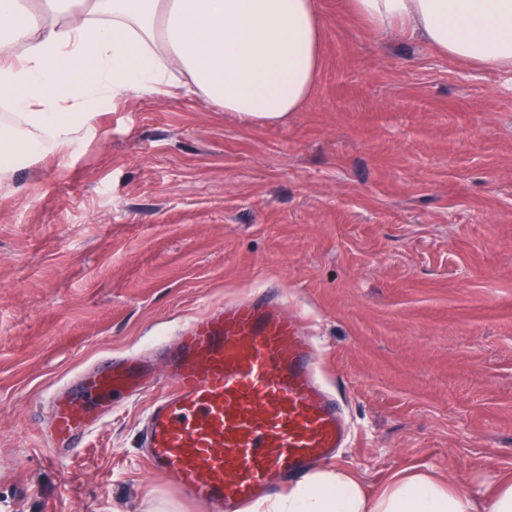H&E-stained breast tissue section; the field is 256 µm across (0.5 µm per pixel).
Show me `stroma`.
I'll return each mask as SVG.
<instances>
[{"label": "stroma", "mask_w": 512, "mask_h": 512, "mask_svg": "<svg viewBox=\"0 0 512 512\" xmlns=\"http://www.w3.org/2000/svg\"><path fill=\"white\" fill-rule=\"evenodd\" d=\"M323 63L285 120L121 96L0 187V512H198L143 457L149 390L47 463V390L280 288L316 336L369 498L512 475V76L319 0Z\"/></svg>", "instance_id": "stroma-1"}]
</instances>
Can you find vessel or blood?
Segmentation results:
<instances>
[{
    "mask_svg": "<svg viewBox=\"0 0 512 512\" xmlns=\"http://www.w3.org/2000/svg\"><path fill=\"white\" fill-rule=\"evenodd\" d=\"M162 373L169 388L143 426L147 462L202 512H243L351 440L315 340L281 295L259 292L183 325ZM153 386L149 368L125 356L49 390L39 426L48 461L73 457L121 402Z\"/></svg>",
    "mask_w": 512,
    "mask_h": 512,
    "instance_id": "obj_1",
    "label": "vessel or blood"
}]
</instances>
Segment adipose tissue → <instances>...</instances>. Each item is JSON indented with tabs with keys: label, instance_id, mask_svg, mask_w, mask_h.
I'll use <instances>...</instances> for the list:
<instances>
[{
	"label": "adipose tissue",
	"instance_id": "1",
	"mask_svg": "<svg viewBox=\"0 0 512 512\" xmlns=\"http://www.w3.org/2000/svg\"><path fill=\"white\" fill-rule=\"evenodd\" d=\"M347 2L377 30L512 73V0ZM0 32L15 46L0 56V97L13 108L1 182L19 162L69 149L112 98L169 93L173 71L246 124L282 121L312 95L324 41L319 0H0ZM77 63L92 81L69 78ZM263 512H512V477L480 500L402 477L372 500L352 477L319 471Z\"/></svg>",
	"mask_w": 512,
	"mask_h": 512
}]
</instances>
